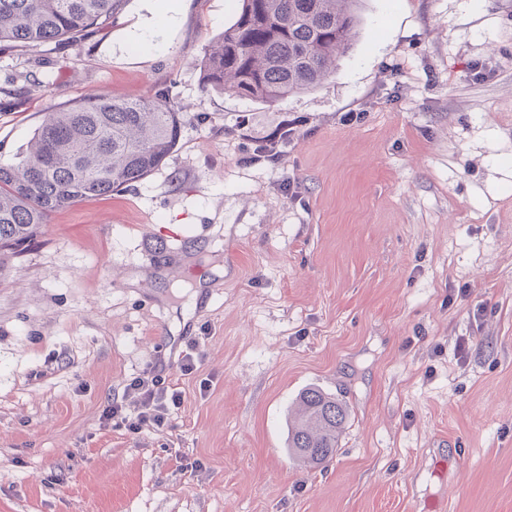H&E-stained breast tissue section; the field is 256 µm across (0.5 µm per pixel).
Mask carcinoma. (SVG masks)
<instances>
[{
    "label": "carcinoma",
    "mask_w": 512,
    "mask_h": 512,
    "mask_svg": "<svg viewBox=\"0 0 512 512\" xmlns=\"http://www.w3.org/2000/svg\"><path fill=\"white\" fill-rule=\"evenodd\" d=\"M120 0H0V45L37 47L85 39ZM236 20L208 46L204 86L274 102L336 72L356 34L357 0H239ZM181 113L162 93L123 100L93 91L46 106L15 161L0 162V254L22 252L53 213L97 199L157 170L174 150ZM346 404L309 387L288 423V454L312 465L333 458Z\"/></svg>",
    "instance_id": "carcinoma-1"
}]
</instances>
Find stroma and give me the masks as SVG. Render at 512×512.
Instances as JSON below:
<instances>
[{"mask_svg":"<svg viewBox=\"0 0 512 512\" xmlns=\"http://www.w3.org/2000/svg\"><path fill=\"white\" fill-rule=\"evenodd\" d=\"M237 11L120 0L0 49L4 161L96 88L182 109L159 169L0 262V512H512V0H359L335 74L272 103L203 86ZM152 369L171 422L104 420ZM311 386L350 411L322 468L286 450ZM297 126L294 123L288 121L287 124L282 125L277 132L269 139L265 141V144L256 148L251 156L246 158L249 163H259L262 158H267L269 161H277L280 155V151L276 150L277 143H283L288 145V142L297 139Z\"/></svg>","mask_w":512,"mask_h":512,"instance_id":"1","label":"stroma"}]
</instances>
